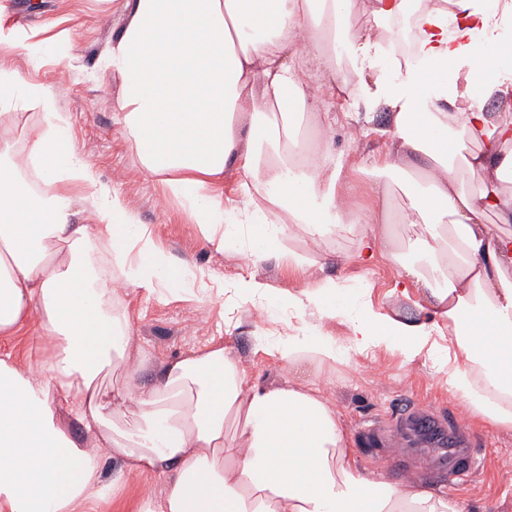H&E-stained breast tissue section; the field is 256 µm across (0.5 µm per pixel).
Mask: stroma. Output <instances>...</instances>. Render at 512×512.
Returning a JSON list of instances; mask_svg holds the SVG:
<instances>
[{
  "label": "stroma",
  "mask_w": 512,
  "mask_h": 512,
  "mask_svg": "<svg viewBox=\"0 0 512 512\" xmlns=\"http://www.w3.org/2000/svg\"><path fill=\"white\" fill-rule=\"evenodd\" d=\"M352 18L363 32L378 28L385 33L371 48L377 67L365 73L367 85H374L380 76L402 78L409 61L392 45L405 35L403 20L374 24L369 0H353ZM124 19V0H111L105 12L97 0H0V20L6 26L36 41L52 37L58 42L38 57L15 51L0 58V63L27 83L41 82L44 74L57 72L50 95L56 111L66 118L79 153L94 165L103 182L118 190L137 222L148 225L155 245L189 271L179 287L163 285L152 295L135 290L123 300L133 340L149 358L137 381H152L157 360L224 344L249 378L265 383L291 379L317 389L335 408L365 472L397 481L401 467L410 465L418 480L457 499L463 512H512V430L492 427L474 416L464 399L449 392L444 368L429 356L409 363L397 348L382 346L355 354L344 364L307 361L291 366L258 348L259 337L300 333L314 318L288 308L264 313L260 302L234 291V283L243 279L256 278L280 297L321 279H335L353 289L359 307L406 322L430 320L431 309L425 293L417 289L396 294L397 283L404 280L401 265L380 251L373 259H359L360 240L347 232L303 235L292 241V251L312 258L306 269L277 257L256 265L241 248L219 251L205 243L185 205L166 193L161 176L142 166L133 137L113 108L119 82L99 68L98 60ZM349 109L344 94L325 95L319 116L300 117L299 124L324 135L336 154L358 168L371 151L388 143V110L380 108L372 133L364 134L359 122L344 119ZM324 112L335 114V123L323 125ZM352 182V200L358 204L370 185L387 184L389 211L401 212L405 197L396 175L370 168L354 173ZM402 401L444 418L461 415L460 427L472 435L479 459L467 482L449 479L447 469L422 465L421 449L389 448L376 440L371 426H390L391 413Z\"/></svg>",
  "instance_id": "stroma-1"
}]
</instances>
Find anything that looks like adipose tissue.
Masks as SVG:
<instances>
[{
    "instance_id": "adipose-tissue-1",
    "label": "adipose tissue",
    "mask_w": 512,
    "mask_h": 512,
    "mask_svg": "<svg viewBox=\"0 0 512 512\" xmlns=\"http://www.w3.org/2000/svg\"><path fill=\"white\" fill-rule=\"evenodd\" d=\"M448 2L371 0L378 21L417 13L414 75L383 93L333 66L337 42L361 38L347 0H126L127 21L100 61L120 82L114 109L143 166L165 175L207 243L220 250L237 241L238 225L225 224L224 202L211 191L235 168L247 177L243 192L275 193L271 214H240L238 224L258 227L248 241L254 262L284 255L300 228L312 236L358 228L364 248L384 247L409 284L428 293L435 317L408 323L360 311L344 285L326 279L283 302L323 320L347 317L350 347L314 328L259 338V348L291 366L307 353L336 363L391 344L409 362L436 354L449 391L512 430V234L487 224L491 216L512 223V194L501 187L512 170V83L498 78L493 60L475 62L478 34L497 16L480 0ZM302 34L313 54L299 53ZM461 60L466 70L456 69ZM304 69L345 91L365 122L388 106L390 142L372 163L411 182L404 219L420 230L413 260L371 223L387 187H372L358 209L339 207V193L353 190L342 160L328 143L299 140L292 113L320 103L301 87ZM21 91L43 106L47 128L25 165L5 162L0 145V340L27 329L54 353L24 367L0 352V512H107L122 478L147 473L164 488L140 498L135 512H461L423 482L365 474L334 408L304 385L249 379L225 348L162 362L153 382L103 390L102 379L128 361L146 362L118 309L123 290L151 294L186 271L82 159L47 87L0 68V101ZM489 101L499 110H486ZM465 140L473 151L462 152ZM475 173L473 192L463 180ZM79 199L91 202L96 223H75ZM106 240L127 262L123 277L88 280ZM443 321L444 347L433 338ZM108 457L122 464L112 481Z\"/></svg>"
}]
</instances>
